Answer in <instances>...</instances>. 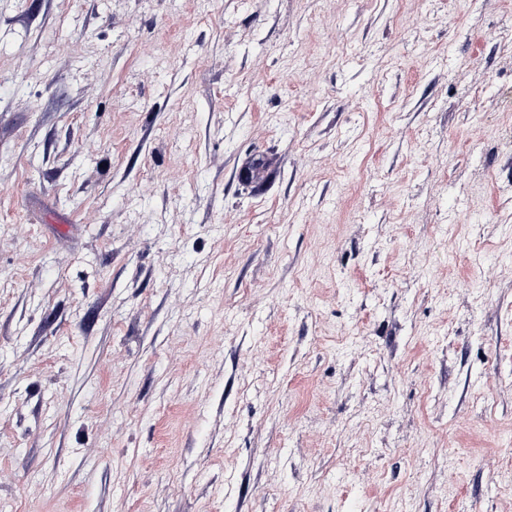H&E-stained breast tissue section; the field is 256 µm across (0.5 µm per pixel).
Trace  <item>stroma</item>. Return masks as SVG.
Returning <instances> with one entry per match:
<instances>
[{"instance_id":"obj_1","label":"stroma","mask_w":512,"mask_h":512,"mask_svg":"<svg viewBox=\"0 0 512 512\" xmlns=\"http://www.w3.org/2000/svg\"><path fill=\"white\" fill-rule=\"evenodd\" d=\"M512 0H0V512H512Z\"/></svg>"}]
</instances>
